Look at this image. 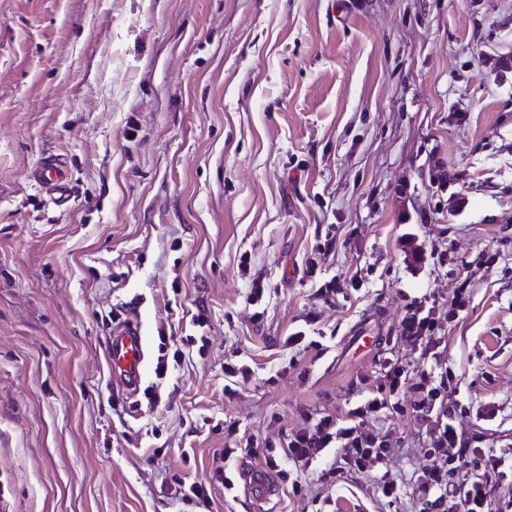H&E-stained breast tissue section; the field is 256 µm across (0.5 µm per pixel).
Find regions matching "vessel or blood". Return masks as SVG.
Instances as JSON below:
<instances>
[{
	"mask_svg": "<svg viewBox=\"0 0 512 512\" xmlns=\"http://www.w3.org/2000/svg\"><path fill=\"white\" fill-rule=\"evenodd\" d=\"M32 180L53 201L64 204L70 196V183L63 164L55 158H43L31 173ZM105 358L113 382L129 394H136L143 382L146 363V344L141 330L134 324H122L112 330L104 344ZM241 480L245 492L256 504H263L275 494L271 475L263 469L243 470Z\"/></svg>",
	"mask_w": 512,
	"mask_h": 512,
	"instance_id": "b4317fda",
	"label": "vessel or blood"
}]
</instances>
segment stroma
Wrapping results in <instances>:
<instances>
[{"instance_id":"stroma-1","label":"stroma","mask_w":512,"mask_h":512,"mask_svg":"<svg viewBox=\"0 0 512 512\" xmlns=\"http://www.w3.org/2000/svg\"><path fill=\"white\" fill-rule=\"evenodd\" d=\"M362 2L0 0V512H443L410 414L368 421L383 464L333 477L329 449L264 508L215 480L388 358L445 362L458 431L512 456V0ZM47 156L61 207L29 178ZM414 301L437 352L404 335ZM124 320L132 400L103 350ZM312 326L321 349L285 345ZM104 353L112 381L129 394H136L146 363V344L140 328L130 323L113 328L105 341Z\"/></svg>"}]
</instances>
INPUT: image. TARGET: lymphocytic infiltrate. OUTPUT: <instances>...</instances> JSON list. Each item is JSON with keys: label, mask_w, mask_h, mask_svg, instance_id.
Masks as SVG:
<instances>
[{"label": "lymphocytic infiltrate", "mask_w": 512, "mask_h": 512, "mask_svg": "<svg viewBox=\"0 0 512 512\" xmlns=\"http://www.w3.org/2000/svg\"><path fill=\"white\" fill-rule=\"evenodd\" d=\"M384 378V384L370 389L363 404L348 408L343 416H305L304 426L291 430L281 446L264 443L261 452L266 465L277 467L279 457L283 456L297 470H305L329 448L342 449L343 465L351 470L360 471L370 462L383 460L384 448L377 446L375 437L367 434L364 426L385 412L401 411L399 398L410 390L416 394L413 410L425 412L435 425L428 453L443 458L441 465L433 468L419 484V497L437 503L451 497L462 512H493L494 484L486 476L492 462L484 455L471 453L466 437L458 433L448 417V403L457 392L454 374L438 366L413 379L404 368L390 365ZM461 463L475 471V479L457 486L449 485V471Z\"/></svg>", "instance_id": "lymphocytic-infiltrate-1"}]
</instances>
